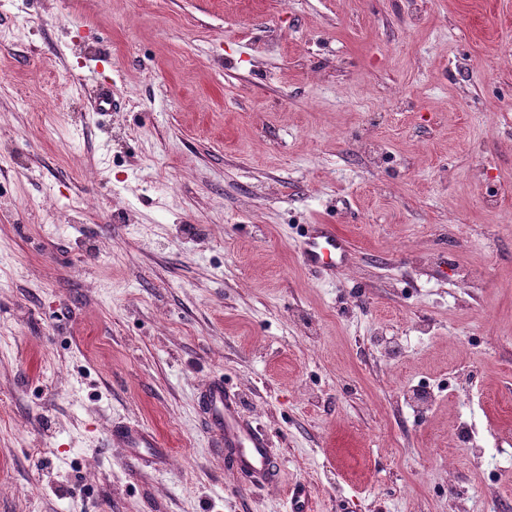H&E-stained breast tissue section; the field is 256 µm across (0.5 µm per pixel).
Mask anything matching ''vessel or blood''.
<instances>
[{"label": "vessel or blood", "instance_id": "obj_1", "mask_svg": "<svg viewBox=\"0 0 512 512\" xmlns=\"http://www.w3.org/2000/svg\"><path fill=\"white\" fill-rule=\"evenodd\" d=\"M348 252V241L327 224L314 225L302 246L303 260L313 269L335 270L345 263ZM200 404L204 424L228 467L249 483L275 484L278 463L268 434L260 423L242 413L238 395L225 387L223 379L205 384ZM112 440L126 449L134 471L140 469L142 457L161 460L168 454L159 437L137 423L113 427Z\"/></svg>", "mask_w": 512, "mask_h": 512}]
</instances>
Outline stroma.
<instances>
[{"label": "stroma", "mask_w": 512, "mask_h": 512, "mask_svg": "<svg viewBox=\"0 0 512 512\" xmlns=\"http://www.w3.org/2000/svg\"><path fill=\"white\" fill-rule=\"evenodd\" d=\"M215 377L276 485L215 448ZM465 419L512 452V0L0 7V512H512ZM133 421L167 462L108 446ZM348 252V241L327 224H314L302 246L303 260L308 267L332 272L345 263ZM200 404L204 424L228 467L251 484L274 485L278 463L268 434L241 412L238 395L224 387L222 378H214L205 384Z\"/></svg>", "instance_id": "obj_1"}]
</instances>
